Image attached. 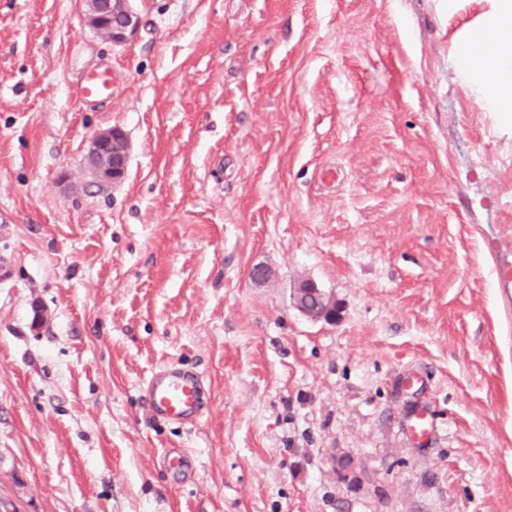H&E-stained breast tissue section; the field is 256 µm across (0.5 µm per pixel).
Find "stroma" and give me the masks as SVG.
Segmentation results:
<instances>
[{
  "label": "stroma",
  "mask_w": 512,
  "mask_h": 512,
  "mask_svg": "<svg viewBox=\"0 0 512 512\" xmlns=\"http://www.w3.org/2000/svg\"><path fill=\"white\" fill-rule=\"evenodd\" d=\"M130 6L116 46L85 0H0V512H512V121L451 44L480 0ZM169 363L194 422L149 409ZM112 93V68L100 67L85 76L77 88V96L85 101H102ZM130 145L117 128L96 133L89 145L86 173L95 183L121 182L127 171ZM316 307H313V300ZM294 305L303 315L313 320H336V302L311 280L300 283L293 293ZM145 392L154 416L172 421H190L206 408L201 377L194 370L170 365L155 372ZM431 427V415L426 407H421L408 421L412 439L421 443L429 439Z\"/></svg>",
  "instance_id": "35a3bbf8"
}]
</instances>
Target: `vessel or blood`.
Listing matches in <instances>:
<instances>
[{"label":"vessel or blood","instance_id":"1","mask_svg":"<svg viewBox=\"0 0 512 512\" xmlns=\"http://www.w3.org/2000/svg\"><path fill=\"white\" fill-rule=\"evenodd\" d=\"M112 93V70L104 66L92 71L79 83L77 95L86 101H102ZM145 392L154 416L172 421H190L201 415L207 405L201 377L194 370L170 365L159 369L146 382ZM431 415L420 408L408 421L413 440L430 437Z\"/></svg>","mask_w":512,"mask_h":512}]
</instances>
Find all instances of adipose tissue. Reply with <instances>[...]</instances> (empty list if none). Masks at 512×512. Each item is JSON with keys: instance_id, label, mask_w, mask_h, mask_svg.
Masks as SVG:
<instances>
[{"instance_id": "ef3b65f1", "label": "adipose tissue", "mask_w": 512, "mask_h": 512, "mask_svg": "<svg viewBox=\"0 0 512 512\" xmlns=\"http://www.w3.org/2000/svg\"><path fill=\"white\" fill-rule=\"evenodd\" d=\"M491 29L477 66L467 64L474 34ZM459 66L494 112H512V0H483L481 12L464 22L452 37Z\"/></svg>"}]
</instances>
